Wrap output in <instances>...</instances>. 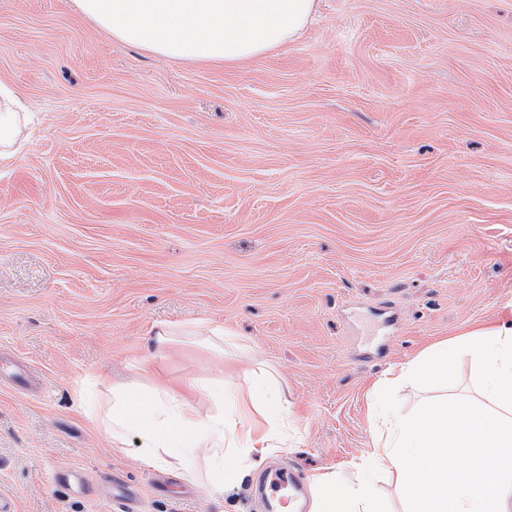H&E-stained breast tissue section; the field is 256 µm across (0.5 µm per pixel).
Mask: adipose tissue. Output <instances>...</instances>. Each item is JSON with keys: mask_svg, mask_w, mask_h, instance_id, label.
Wrapping results in <instances>:
<instances>
[{"mask_svg": "<svg viewBox=\"0 0 512 512\" xmlns=\"http://www.w3.org/2000/svg\"><path fill=\"white\" fill-rule=\"evenodd\" d=\"M75 8L120 43L192 63L236 65L298 40L316 0H73ZM28 103L0 83V162L14 158ZM468 355L479 371L485 407L448 401L407 414L382 405L378 436L362 460L363 477L351 484L335 474L317 477L311 512H380L372 476L387 471L406 494V512H512V328L492 326L446 343L422 359L391 370L400 388L413 379L446 381L451 364ZM133 369L145 387L112 391V405L99 422L116 452L130 437L142 446L148 466L179 470L189 455L208 461L207 488L223 499L244 475L292 448L286 428L289 403L271 382L243 369L228 391L229 409L202 412L201 399L216 398L194 379L171 384L157 379L151 358ZM466 459L452 467L449 457Z\"/></svg>", "mask_w": 512, "mask_h": 512, "instance_id": "1", "label": "adipose tissue"}]
</instances>
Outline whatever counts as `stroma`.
I'll return each mask as SVG.
<instances>
[{
	"label": "stroma",
	"instance_id": "stroma-1",
	"mask_svg": "<svg viewBox=\"0 0 512 512\" xmlns=\"http://www.w3.org/2000/svg\"><path fill=\"white\" fill-rule=\"evenodd\" d=\"M0 80L35 112L0 165V512H266L99 427L158 324L248 344L293 413L271 465L354 483L387 369L512 318V0H318L302 38L234 66L0 0ZM153 357L172 382L238 370L191 342ZM475 380L463 355L394 403Z\"/></svg>",
	"mask_w": 512,
	"mask_h": 512
}]
</instances>
